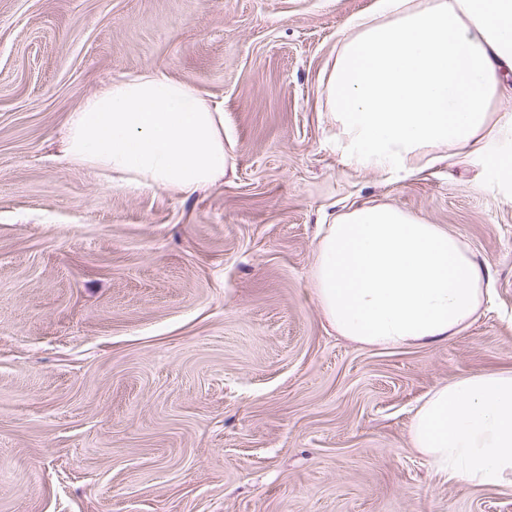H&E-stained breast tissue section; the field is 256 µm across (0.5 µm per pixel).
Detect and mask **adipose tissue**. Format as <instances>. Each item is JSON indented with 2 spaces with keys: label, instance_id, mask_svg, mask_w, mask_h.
<instances>
[{
  "label": "adipose tissue",
  "instance_id": "1",
  "mask_svg": "<svg viewBox=\"0 0 512 512\" xmlns=\"http://www.w3.org/2000/svg\"><path fill=\"white\" fill-rule=\"evenodd\" d=\"M359 16L323 88L353 166L393 176L512 135L490 107L512 87V0H382ZM62 152L109 180L189 195L223 179L224 111L193 85L146 71L86 100ZM328 324L369 347L447 341L487 293L473 253L440 224L388 204L322 225L310 273ZM412 448L445 481L512 488V370L475 372L426 393Z\"/></svg>",
  "mask_w": 512,
  "mask_h": 512
}]
</instances>
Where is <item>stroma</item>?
I'll return each mask as SVG.
<instances>
[{
  "label": "stroma",
  "mask_w": 512,
  "mask_h": 512,
  "mask_svg": "<svg viewBox=\"0 0 512 512\" xmlns=\"http://www.w3.org/2000/svg\"><path fill=\"white\" fill-rule=\"evenodd\" d=\"M377 0H0V512H512L411 448L420 398L512 369V188L488 154L349 166L324 81ZM159 70L224 110L233 165L188 196L69 164L112 80ZM366 203L456 233L493 288L448 341L363 347L309 281Z\"/></svg>",
  "instance_id": "stroma-1"
}]
</instances>
